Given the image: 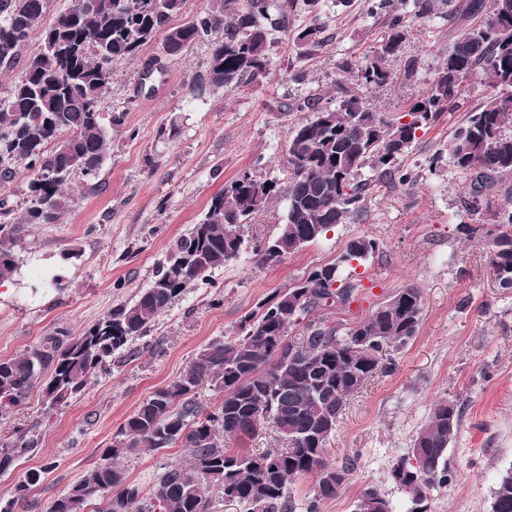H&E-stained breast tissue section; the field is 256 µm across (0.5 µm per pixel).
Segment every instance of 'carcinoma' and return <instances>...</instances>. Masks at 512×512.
I'll list each match as a JSON object with an SVG mask.
<instances>
[{"instance_id":"obj_1","label":"carcinoma","mask_w":512,"mask_h":512,"mask_svg":"<svg viewBox=\"0 0 512 512\" xmlns=\"http://www.w3.org/2000/svg\"><path fill=\"white\" fill-rule=\"evenodd\" d=\"M316 9L321 0H216L209 11L171 25L187 0H73L72 6L43 25L49 0H0V70L19 61L31 32L44 26L41 50L28 57L22 76L0 103V185L25 171V207L14 215L8 195L0 196V277L17 272L24 233L31 224H56L72 210L68 192L75 176L89 183L98 177L109 150L112 128L126 113L102 112L112 94L113 63L133 60L164 35L162 53L186 55L212 35L208 68L200 84L236 89L265 76L273 66L267 29L288 28L298 2ZM369 12L382 18L384 34L375 50L355 61L357 77L376 88L414 79L417 58L396 70L403 51L406 5L417 19L444 12L451 0H368ZM276 13H271V7ZM463 18L482 16L451 41L436 68L430 90L417 98L409 121L388 119L346 88L337 107L309 97L286 110L306 112L287 134L288 176L279 183L244 171L215 194L202 220L169 246L150 287L127 304H118L78 336H45L24 353L0 360V412L24 405L39 393L48 408L80 396L88 382L108 371L112 355L149 332L157 317L193 282L238 258L244 240L240 227L272 199L287 201L286 218L276 235L254 243L263 265L281 263L334 226L362 216L371 181L413 185L412 173L398 160L462 96L464 78L480 69L498 92L468 112L450 141L454 165L469 176L465 207L478 213L489 197L507 186L505 201L487 231L490 270L499 286L512 288V0H467ZM319 18L295 37L304 58L323 45ZM378 250L376 241L350 240L337 258L260 304L244 319L240 336L211 344L166 386L136 407L112 436L102 462L62 496L49 512H209V493L226 492L242 512H284L288 484L300 476L316 479L305 512H322L350 482L349 466L326 459L327 444L345 414L350 397L387 368L383 355L405 346L421 324L422 292L400 288L362 320L327 325L322 312L346 309L362 287L344 277L351 262L361 263ZM302 325L301 336L290 330ZM208 382L223 394L213 412H204L198 389ZM463 417L456 399H440L412 440L408 455L390 469L389 478L411 501L410 512H431L427 490L448 484V446ZM270 428L279 446L261 452L224 447V439L250 436ZM181 444L191 448L189 462H171L159 473L149 500L129 481L116 458L126 451H158ZM33 451L28 432L17 428L0 437V473ZM43 469H30L15 484L0 512H14L42 482ZM353 512H391L374 486L361 490ZM491 512H512V468L492 491Z\"/></svg>"}]
</instances>
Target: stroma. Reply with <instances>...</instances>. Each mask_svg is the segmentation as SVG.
I'll return each instance as SVG.
<instances>
[{
    "instance_id": "1",
    "label": "stroma",
    "mask_w": 512,
    "mask_h": 512,
    "mask_svg": "<svg viewBox=\"0 0 512 512\" xmlns=\"http://www.w3.org/2000/svg\"><path fill=\"white\" fill-rule=\"evenodd\" d=\"M321 9L324 43L316 57L298 54L295 34L310 16L297 7L288 29L268 34L269 74L234 90L193 94L209 61L206 42L183 57L161 56L154 44L137 60L115 64L112 94L100 109L125 112L126 122L112 131L97 184L74 179L73 210L60 223L29 227L19 252L21 274L0 279V359L60 331L78 335L114 305L132 301L149 286L171 243L239 173L285 179L287 133L303 118L287 104L313 94L339 101L338 83L354 80L345 63L372 52L384 31L362 0L348 9L322 0ZM462 27L453 10L410 19L404 52L419 60L415 78L387 88L358 85L365 104L391 119L403 116L429 90ZM494 92L484 72L474 73L458 108L419 132L400 161L414 185L373 182L360 220L337 225L277 266L261 264L249 248L274 236L285 218L286 201L272 200L244 224L247 247L239 257L187 288L148 336L117 351L110 372L92 379L76 400L50 409L35 393L22 407L0 413V434L27 429L35 446L14 470L0 474V498L11 496L27 470L43 468L42 484L15 512H47L99 462L143 399L210 344L239 335L259 303L335 260L350 239L367 237L379 249L353 272L362 287L349 310L327 312L328 321H359L408 284L422 291V321L406 346L390 351V369L350 399L330 440L329 460L351 466L353 478L323 512H352L367 485L380 489L392 512H408V498L389 471L441 398L460 401L464 414L448 447L451 479L428 492L432 510L490 512L497 478L512 467V289L496 285L488 244L468 229L492 223L503 198L493 196L490 209L480 213L463 208L468 177L453 166L447 146L466 113ZM55 274L60 287H42ZM188 460V449L177 445L161 452L142 448L119 463L148 496L163 467Z\"/></svg>"
}]
</instances>
